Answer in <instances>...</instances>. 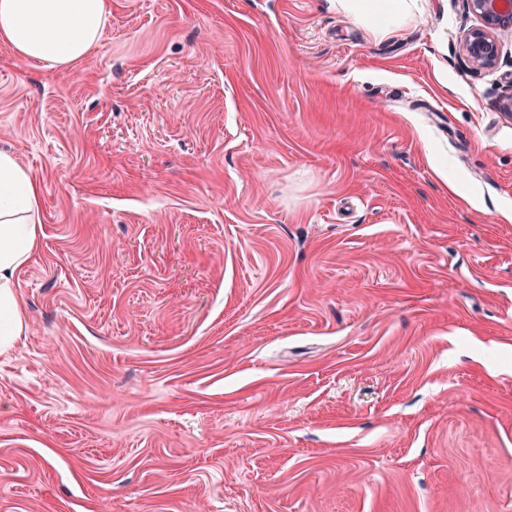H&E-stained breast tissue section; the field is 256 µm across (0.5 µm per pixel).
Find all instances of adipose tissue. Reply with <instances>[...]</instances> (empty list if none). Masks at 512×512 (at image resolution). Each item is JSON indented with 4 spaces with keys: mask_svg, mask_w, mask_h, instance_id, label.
I'll use <instances>...</instances> for the list:
<instances>
[{
    "mask_svg": "<svg viewBox=\"0 0 512 512\" xmlns=\"http://www.w3.org/2000/svg\"><path fill=\"white\" fill-rule=\"evenodd\" d=\"M340 3L369 18L372 34L381 39L417 21L407 0ZM109 8V0H0V42L21 59L64 69L99 43ZM40 199L28 171L14 156L0 151V352L9 349L25 328L13 278L39 248Z\"/></svg>",
    "mask_w": 512,
    "mask_h": 512,
    "instance_id": "ef3b65f1",
    "label": "adipose tissue"
}]
</instances>
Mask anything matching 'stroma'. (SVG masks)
<instances>
[{
	"instance_id": "stroma-1",
	"label": "stroma",
	"mask_w": 512,
	"mask_h": 512,
	"mask_svg": "<svg viewBox=\"0 0 512 512\" xmlns=\"http://www.w3.org/2000/svg\"><path fill=\"white\" fill-rule=\"evenodd\" d=\"M112 0L0 43L41 187L0 512H512V36L467 0ZM109 0H0V42L52 69L81 61L100 41ZM344 9L372 21L371 32L376 38H386L397 28L418 22L407 0H337ZM482 25L468 31L462 50L468 62L479 70L493 69L499 58V35L512 33L511 0H467Z\"/></svg>"
}]
</instances>
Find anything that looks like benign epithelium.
Returning <instances> with one entry per match:
<instances>
[{
	"label": "benign epithelium",
	"mask_w": 512,
	"mask_h": 512,
	"mask_svg": "<svg viewBox=\"0 0 512 512\" xmlns=\"http://www.w3.org/2000/svg\"><path fill=\"white\" fill-rule=\"evenodd\" d=\"M467 2L472 11L480 17L482 25L465 34L462 50L474 68L492 69L499 58V35L512 33V0Z\"/></svg>",
	"instance_id": "obj_1"
}]
</instances>
